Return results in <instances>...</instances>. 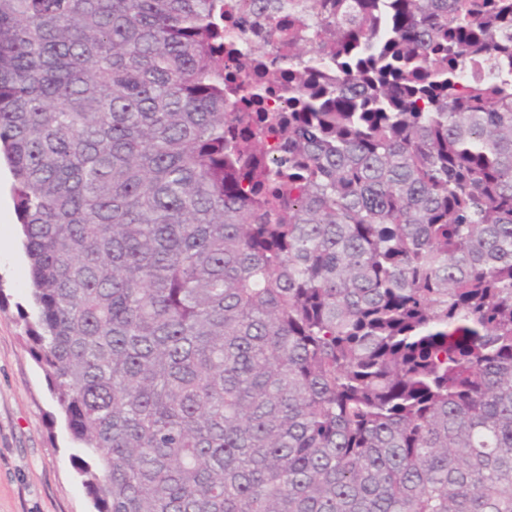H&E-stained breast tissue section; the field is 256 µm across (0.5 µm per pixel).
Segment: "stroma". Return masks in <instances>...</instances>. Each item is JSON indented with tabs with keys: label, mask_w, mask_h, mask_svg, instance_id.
Returning a JSON list of instances; mask_svg holds the SVG:
<instances>
[{
	"label": "stroma",
	"mask_w": 512,
	"mask_h": 512,
	"mask_svg": "<svg viewBox=\"0 0 512 512\" xmlns=\"http://www.w3.org/2000/svg\"><path fill=\"white\" fill-rule=\"evenodd\" d=\"M0 512H94L72 464L78 451L30 353L28 260L14 217L13 177L0 171Z\"/></svg>",
	"instance_id": "obj_1"
}]
</instances>
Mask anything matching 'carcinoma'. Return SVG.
<instances>
[{
	"label": "carcinoma",
	"mask_w": 512,
	"mask_h": 512,
	"mask_svg": "<svg viewBox=\"0 0 512 512\" xmlns=\"http://www.w3.org/2000/svg\"><path fill=\"white\" fill-rule=\"evenodd\" d=\"M335 2L285 121L225 97L224 0H0L26 335L96 512H512V0Z\"/></svg>",
	"instance_id": "carcinoma-1"
}]
</instances>
